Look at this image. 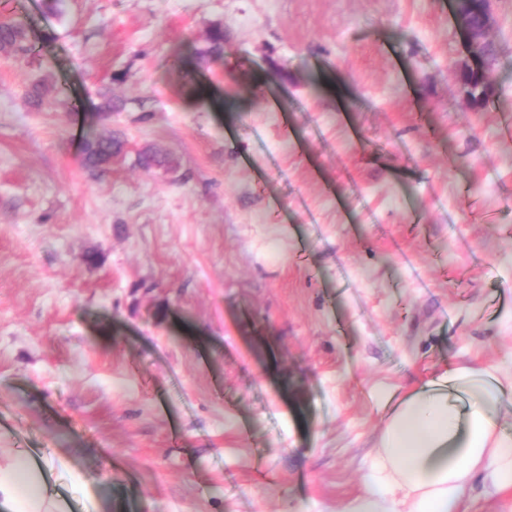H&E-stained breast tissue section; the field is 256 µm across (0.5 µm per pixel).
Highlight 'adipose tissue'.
Instances as JSON below:
<instances>
[{
  "instance_id": "1",
  "label": "adipose tissue",
  "mask_w": 512,
  "mask_h": 512,
  "mask_svg": "<svg viewBox=\"0 0 512 512\" xmlns=\"http://www.w3.org/2000/svg\"><path fill=\"white\" fill-rule=\"evenodd\" d=\"M512 377L452 366L410 393L389 416L361 493L338 512H467L481 478L487 495L512 488V432L501 415ZM10 512H58L29 462L0 463V505Z\"/></svg>"
}]
</instances>
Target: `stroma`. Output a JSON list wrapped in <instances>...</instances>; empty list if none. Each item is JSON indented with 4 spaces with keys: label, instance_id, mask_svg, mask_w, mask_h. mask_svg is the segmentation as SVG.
<instances>
[{
    "label": "stroma",
    "instance_id": "obj_1",
    "mask_svg": "<svg viewBox=\"0 0 512 512\" xmlns=\"http://www.w3.org/2000/svg\"><path fill=\"white\" fill-rule=\"evenodd\" d=\"M491 9L477 107L454 0H0L36 35L0 52V448L64 512H336L422 382L512 376ZM108 131L126 154L90 172ZM199 64L207 63L224 57V27L220 23L213 24L206 35L205 45L195 51ZM460 90L470 94L476 105H482L490 96L492 87L484 77L465 73L461 77ZM121 148L122 142L112 138V133L92 134L84 142V165L91 171L102 170V165L112 162V156L118 154Z\"/></svg>",
    "mask_w": 512,
    "mask_h": 512
}]
</instances>
